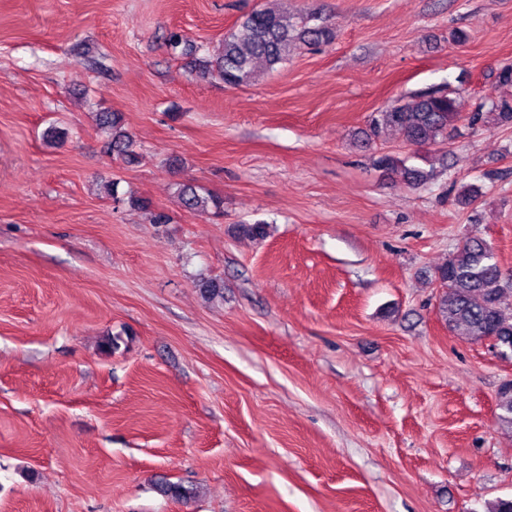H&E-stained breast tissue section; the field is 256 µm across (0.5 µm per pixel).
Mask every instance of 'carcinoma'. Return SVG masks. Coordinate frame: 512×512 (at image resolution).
Here are the masks:
<instances>
[{
  "mask_svg": "<svg viewBox=\"0 0 512 512\" xmlns=\"http://www.w3.org/2000/svg\"><path fill=\"white\" fill-rule=\"evenodd\" d=\"M334 39V30L325 21L290 27L280 11L264 8L243 16L239 24L224 35L221 51L216 56L194 59L190 66L198 69L204 78L218 79L228 86H243L255 80L257 64L273 70L288 61L300 46L329 45ZM460 119L453 98L439 90H429L408 102L379 110L369 124L370 138L390 130L400 133L410 145H435L450 137ZM468 120L474 125L512 126V101L490 95ZM96 121L107 135L108 153L126 163L136 160V142L122 128L118 113L100 112ZM419 161H425V157L417 152L404 156L385 154L376 159V166L396 174L416 189L435 177L434 171L417 165ZM179 195L184 207L190 210L219 211L223 205L219 198L201 195L190 185L182 186ZM434 281L444 290L438 311L449 330H461L476 342L494 336L499 349L512 350V308L502 302L504 294L512 291V270L498 264L490 243L479 237L464 239L448 256V261L436 269ZM497 408L498 421L512 428L511 385H501ZM161 489L178 501H187L195 495L194 488L177 483H165Z\"/></svg>",
  "mask_w": 512,
  "mask_h": 512,
  "instance_id": "obj_1",
  "label": "carcinoma"
}]
</instances>
